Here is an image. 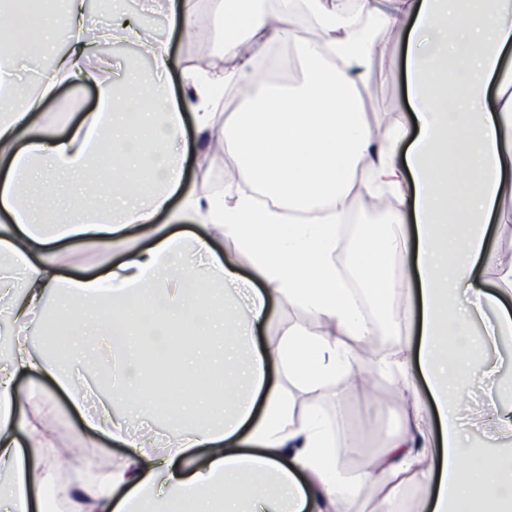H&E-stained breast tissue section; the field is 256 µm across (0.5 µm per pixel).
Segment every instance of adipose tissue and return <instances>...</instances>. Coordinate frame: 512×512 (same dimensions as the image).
<instances>
[{
	"instance_id": "ef3b65f1",
	"label": "adipose tissue",
	"mask_w": 512,
	"mask_h": 512,
	"mask_svg": "<svg viewBox=\"0 0 512 512\" xmlns=\"http://www.w3.org/2000/svg\"><path fill=\"white\" fill-rule=\"evenodd\" d=\"M212 0L231 55L253 58L285 44L299 63L298 87L251 94L239 72L193 78L182 100L149 94L136 75L114 84L89 67L99 43L139 38L114 17L87 39L86 0H0V512H330L353 480L339 466L332 431L317 407L295 416L282 385L326 390L336 376L365 377L367 363L350 347L373 336V316L418 325L389 364L403 389L423 378L439 421L434 451H425L418 415L392 439L363 477L385 501L421 480L430 492L419 512H512V459L465 454L461 402L486 389L492 436L512 438V384L502 383L488 352L512 338V264L489 270L490 225L512 221V0ZM308 17L319 39L302 33ZM406 39L403 74L414 128L376 138L356 93L379 31ZM35 44L51 58L35 86L15 77L17 54ZM83 77L101 86L95 111L59 133L44 124L43 101ZM235 118L210 111L226 88ZM198 132L215 136L240 162L242 178L267 204L227 187L199 196L184 180L188 150L184 109ZM93 163L84 185L111 198L99 214L73 219L34 216L32 187L52 193L62 174ZM399 192L415 225H365L350 258L365 293L347 285L337 230L354 193ZM183 200L177 209L169 203ZM202 225L204 234L167 232L156 215ZM139 226L151 246L124 235ZM234 254H217V239ZM103 244L126 258L102 277H63L72 247ZM251 258L244 280L238 255ZM287 298L312 314L316 328L289 325L277 341L254 340L271 320L270 302ZM69 324L53 356L37 352L32 328ZM175 337L179 379L142 382L143 359L164 367ZM81 361L83 373L73 369ZM119 373L112 394L99 393L89 371ZM25 372L50 377L83 413L88 427L128 448L100 484H48L58 451L43 409L48 398L18 387ZM169 399L163 433H130L128 417L156 412ZM202 456H195V449Z\"/></svg>"
}]
</instances>
